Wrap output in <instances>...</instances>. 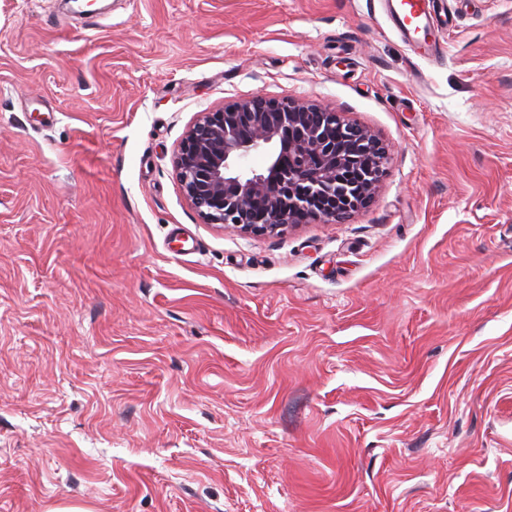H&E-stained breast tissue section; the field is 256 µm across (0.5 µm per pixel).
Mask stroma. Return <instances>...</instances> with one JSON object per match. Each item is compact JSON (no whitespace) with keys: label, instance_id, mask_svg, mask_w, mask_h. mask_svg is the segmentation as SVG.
I'll use <instances>...</instances> for the list:
<instances>
[{"label":"stroma","instance_id":"35a3bbf8","mask_svg":"<svg viewBox=\"0 0 512 512\" xmlns=\"http://www.w3.org/2000/svg\"><path fill=\"white\" fill-rule=\"evenodd\" d=\"M0 0V512H512V0ZM392 147L347 224L203 223L201 112ZM390 17L403 38L420 55L437 51V44L430 38L434 27L429 0H390Z\"/></svg>","mask_w":512,"mask_h":512}]
</instances>
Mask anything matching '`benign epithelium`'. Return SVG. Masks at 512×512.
Listing matches in <instances>:
<instances>
[{"instance_id": "obj_1", "label": "benign epithelium", "mask_w": 512, "mask_h": 512, "mask_svg": "<svg viewBox=\"0 0 512 512\" xmlns=\"http://www.w3.org/2000/svg\"><path fill=\"white\" fill-rule=\"evenodd\" d=\"M388 155L369 128L326 106L255 95L197 115L173 166L203 223L245 236H280L302 218L351 221L374 202ZM255 157L260 162L253 166Z\"/></svg>"}]
</instances>
